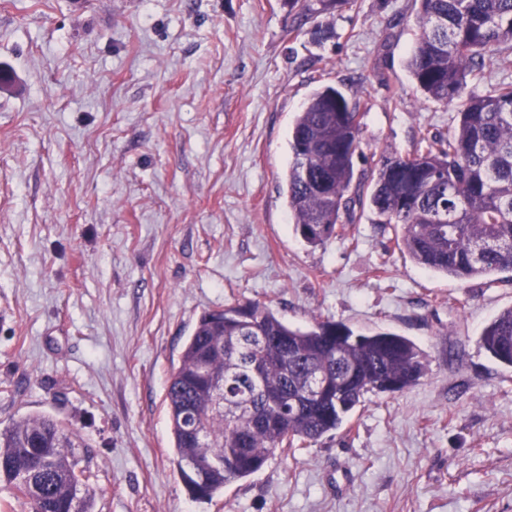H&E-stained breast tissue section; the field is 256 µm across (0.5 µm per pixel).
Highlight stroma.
<instances>
[{
	"label": "stroma",
	"mask_w": 512,
	"mask_h": 512,
	"mask_svg": "<svg viewBox=\"0 0 512 512\" xmlns=\"http://www.w3.org/2000/svg\"><path fill=\"white\" fill-rule=\"evenodd\" d=\"M417 9L357 0L299 27L286 0H0V430L65 420L94 512H512V368L478 342L512 277L424 269L366 208L313 246L287 205L290 129L321 86L361 103L360 169L455 127L406 67ZM248 301L408 337L428 369L195 499L166 382L205 313Z\"/></svg>",
	"instance_id": "35a3bbf8"
}]
</instances>
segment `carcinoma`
I'll return each mask as SVG.
<instances>
[{"instance_id":"carcinoma-1","label":"carcinoma","mask_w":512,"mask_h":512,"mask_svg":"<svg viewBox=\"0 0 512 512\" xmlns=\"http://www.w3.org/2000/svg\"><path fill=\"white\" fill-rule=\"evenodd\" d=\"M356 0H288L297 18ZM419 34L407 69L426 98L459 108L448 137L428 132L410 156H381L364 195L353 184L365 112L337 87L313 93L294 120L288 209L295 230L322 244L368 206L377 224L401 227L396 247L421 267L466 282L512 272V77L468 95L475 72L512 49V0H417ZM479 343L512 367V307ZM261 367L254 375L253 367ZM427 357L391 332L356 334L317 321L302 328L247 302L205 314L171 371L165 401L180 477L195 499L260 471L281 449H306L342 427L367 394L403 392ZM241 414L221 413L220 402ZM83 439L63 420L30 414L0 430V483L32 512H93Z\"/></svg>"}]
</instances>
